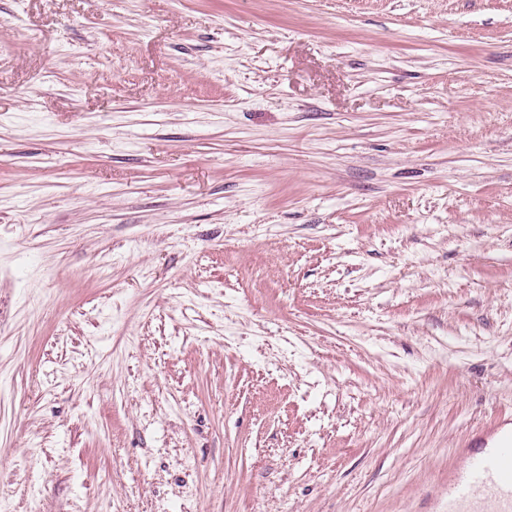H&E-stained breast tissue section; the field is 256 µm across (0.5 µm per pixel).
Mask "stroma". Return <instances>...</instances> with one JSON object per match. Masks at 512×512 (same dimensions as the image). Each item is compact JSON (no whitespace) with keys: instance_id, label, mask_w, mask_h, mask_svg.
I'll return each instance as SVG.
<instances>
[{"instance_id":"35a3bbf8","label":"stroma","mask_w":512,"mask_h":512,"mask_svg":"<svg viewBox=\"0 0 512 512\" xmlns=\"http://www.w3.org/2000/svg\"><path fill=\"white\" fill-rule=\"evenodd\" d=\"M512 410V0H0V512H442Z\"/></svg>"}]
</instances>
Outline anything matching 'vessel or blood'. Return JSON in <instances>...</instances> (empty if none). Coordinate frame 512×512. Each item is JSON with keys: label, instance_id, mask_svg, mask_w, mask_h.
<instances>
[{"label": "vessel or blood", "instance_id": "b4317fda", "mask_svg": "<svg viewBox=\"0 0 512 512\" xmlns=\"http://www.w3.org/2000/svg\"><path fill=\"white\" fill-rule=\"evenodd\" d=\"M491 438L466 435L463 461L448 474L444 512H512V427L490 424Z\"/></svg>", "mask_w": 512, "mask_h": 512}]
</instances>
